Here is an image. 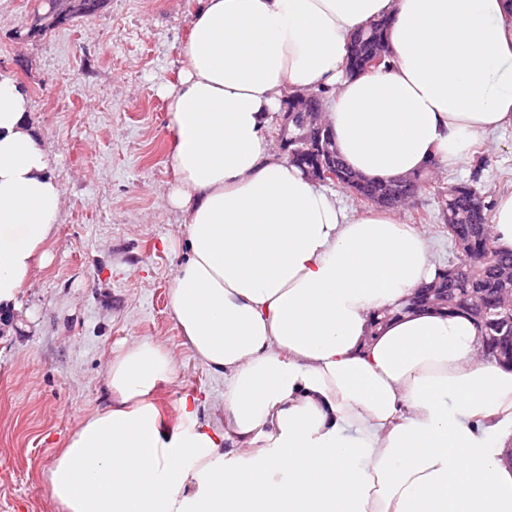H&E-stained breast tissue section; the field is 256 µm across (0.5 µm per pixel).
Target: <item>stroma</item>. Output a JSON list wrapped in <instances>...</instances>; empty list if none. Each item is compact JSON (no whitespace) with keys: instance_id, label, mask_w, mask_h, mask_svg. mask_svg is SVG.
I'll use <instances>...</instances> for the list:
<instances>
[{"instance_id":"1","label":"stroma","mask_w":512,"mask_h":512,"mask_svg":"<svg viewBox=\"0 0 512 512\" xmlns=\"http://www.w3.org/2000/svg\"><path fill=\"white\" fill-rule=\"evenodd\" d=\"M41 0H0V78L30 98L29 122L52 160L64 205L47 256L0 324V512H55L44 475L86 414L108 402L106 365L153 339L176 374L158 400L182 396L219 416L224 380L185 344L170 293L184 229L167 203L175 182L166 86L201 0H102L90 17L19 40ZM435 182L512 192V126Z\"/></svg>"}]
</instances>
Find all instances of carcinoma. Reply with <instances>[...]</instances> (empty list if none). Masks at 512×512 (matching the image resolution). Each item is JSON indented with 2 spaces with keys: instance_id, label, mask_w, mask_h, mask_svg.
<instances>
[{
  "instance_id": "carcinoma-1",
  "label": "carcinoma",
  "mask_w": 512,
  "mask_h": 512,
  "mask_svg": "<svg viewBox=\"0 0 512 512\" xmlns=\"http://www.w3.org/2000/svg\"><path fill=\"white\" fill-rule=\"evenodd\" d=\"M387 22L381 20L357 30L351 37V49L347 61V74L360 75L377 69L373 59L378 52L388 48L386 38ZM328 91L316 89L312 95L300 99L288 94L281 103V111L295 113L302 119L307 113L324 107ZM278 137L288 140L289 162L308 175H314L326 161L323 148L332 139V131L327 119H321L319 127L299 129L290 125L289 132L278 133ZM336 162V185L358 193V201L372 206L393 210L412 207L414 219L423 224L439 217L446 227L460 236L462 250L457 252V260L440 269L437 279L419 287V293L412 298L416 306H437L454 311L448 300H457L468 288H482L487 296L494 295V289L501 287L498 271L512 266V252L495 248L489 224L491 205L486 197L473 184L457 183L434 193L437 213L419 205L422 190L433 179L434 167L414 173L402 183L358 182V178L342 163ZM488 327L480 329V335L501 336L512 331V308H491L487 312Z\"/></svg>"
}]
</instances>
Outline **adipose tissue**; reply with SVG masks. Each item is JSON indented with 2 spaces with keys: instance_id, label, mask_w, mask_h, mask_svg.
Segmentation results:
<instances>
[{
  "instance_id": "1",
  "label": "adipose tissue",
  "mask_w": 512,
  "mask_h": 512,
  "mask_svg": "<svg viewBox=\"0 0 512 512\" xmlns=\"http://www.w3.org/2000/svg\"><path fill=\"white\" fill-rule=\"evenodd\" d=\"M388 20L393 65L352 77L350 39ZM166 93L187 258L186 344L224 377L203 420L157 400L170 352L113 355L109 400L45 479L57 512H512V367L461 313L410 308L438 266L425 231L273 156L285 92L327 87L336 152L390 181L456 167L512 126V0H203ZM26 92L0 80V306L50 243L62 191Z\"/></svg>"
}]
</instances>
